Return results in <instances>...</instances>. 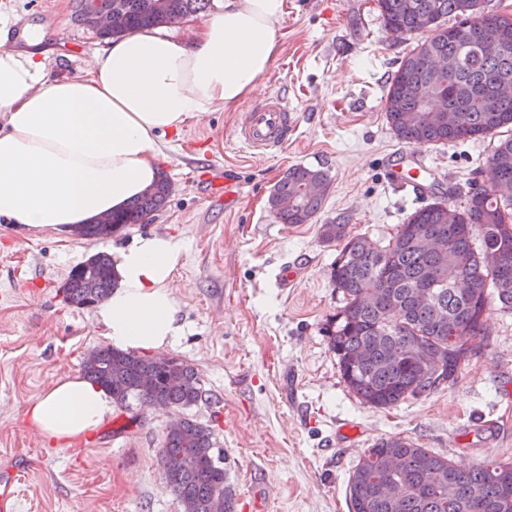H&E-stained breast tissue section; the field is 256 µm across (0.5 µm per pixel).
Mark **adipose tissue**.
<instances>
[{
	"instance_id": "obj_1",
	"label": "adipose tissue",
	"mask_w": 512,
	"mask_h": 512,
	"mask_svg": "<svg viewBox=\"0 0 512 512\" xmlns=\"http://www.w3.org/2000/svg\"><path fill=\"white\" fill-rule=\"evenodd\" d=\"M285 0H224L223 11L177 39L158 28L108 40L78 78L54 76L33 47L11 48L0 20V221L67 234L123 210L159 177L160 135L196 115L235 109L279 52ZM183 254L172 236L117 249V288L96 313L111 345L157 349L186 332L170 290ZM112 397L80 377L58 381L25 417L71 447L112 413Z\"/></svg>"
}]
</instances>
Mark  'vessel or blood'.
<instances>
[{
  "label": "vessel or blood",
  "instance_id": "b4317fda",
  "mask_svg": "<svg viewBox=\"0 0 512 512\" xmlns=\"http://www.w3.org/2000/svg\"><path fill=\"white\" fill-rule=\"evenodd\" d=\"M297 128V118L287 102L270 97L256 102L235 132L249 150L265 152L287 146Z\"/></svg>",
  "mask_w": 512,
  "mask_h": 512
}]
</instances>
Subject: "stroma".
Returning a JSON list of instances; mask_svg holds the SVG:
<instances>
[{"label":"stroma","mask_w":512,"mask_h":512,"mask_svg":"<svg viewBox=\"0 0 512 512\" xmlns=\"http://www.w3.org/2000/svg\"><path fill=\"white\" fill-rule=\"evenodd\" d=\"M286 2L279 53L237 110L215 109L159 139L172 192L152 221L104 238L0 223V466L22 469L8 512H182L158 459L173 410L113 408L75 451L47 444L25 419L31 401L80 375L86 355L106 343L94 308L65 298L72 268L151 233L184 246L171 286L188 332L161 353L197 372L205 399L186 415L211 428L239 500L260 488L265 512H349L351 468L390 436L461 466L512 462V313L491 308L487 336L453 383L391 408L364 404L343 381L326 333L340 301L329 278L336 246L319 235L320 224L342 215L350 233L386 240L415 208L438 198L463 205L470 179H491L494 141L409 145L393 134L385 85L427 32L393 40L376 0ZM72 10L71 0H0L14 32L45 31L40 49L60 77L83 76L104 44ZM270 95L287 100L298 127L287 147L254 155L234 131ZM403 155L431 173L420 198L385 177ZM293 165L331 176L306 224L280 223L269 204ZM219 174L236 186L232 205L204 187ZM285 266L299 272L286 287L277 279ZM346 425L357 433L344 442Z\"/></svg>","instance_id":"35a3bbf8"}]
</instances>
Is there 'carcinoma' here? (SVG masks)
<instances>
[{
	"instance_id": "carcinoma-1",
	"label": "carcinoma",
	"mask_w": 512,
	"mask_h": 512,
	"mask_svg": "<svg viewBox=\"0 0 512 512\" xmlns=\"http://www.w3.org/2000/svg\"><path fill=\"white\" fill-rule=\"evenodd\" d=\"M123 15L121 38L164 27L170 15H196L211 0H109ZM387 31L430 36L407 54L388 78L387 123L407 144L451 145L510 132L488 157L496 179L470 182L458 208L440 199L409 213L388 243L348 225L319 227L336 244L330 280L342 294L327 333L342 378L363 403L388 408L453 382L458 369L487 335L492 299L512 312V96L498 93L512 84V14L488 7L490 0H376ZM454 23L446 24L448 18ZM434 57L448 69L431 68ZM327 171L295 165L278 181L271 209L282 224H307L330 189ZM171 185L159 178L140 198L113 217L114 231L144 223L168 203ZM293 200L288 208L277 199ZM480 245H475V241ZM498 254L491 266L485 255ZM117 274L101 252L70 271L69 302L89 306L112 292ZM427 350L430 362L415 358ZM83 374L126 410L134 404L177 411L205 397L194 369L184 361L111 346L92 350ZM211 430L185 416L167 428L159 450L166 482L183 512H228L224 454ZM351 512H512V463L480 462L462 467L413 441L377 440L353 466L347 485Z\"/></svg>"
}]
</instances>
